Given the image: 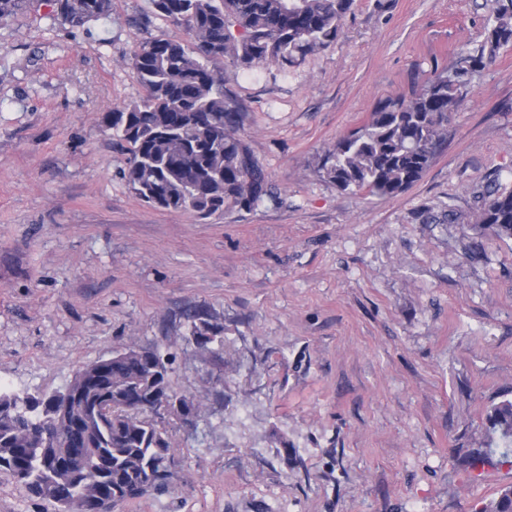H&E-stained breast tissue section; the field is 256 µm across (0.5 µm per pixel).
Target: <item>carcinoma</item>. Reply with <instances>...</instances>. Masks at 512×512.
<instances>
[{"label": "carcinoma", "instance_id": "1", "mask_svg": "<svg viewBox=\"0 0 512 512\" xmlns=\"http://www.w3.org/2000/svg\"><path fill=\"white\" fill-rule=\"evenodd\" d=\"M498 7L479 47L450 70H436L409 96L381 99L367 121L344 134L322 159L320 172L342 191L395 197L417 183L447 137L474 77L503 47L512 46V0ZM155 15L188 39L156 38L131 58L144 94L103 114L112 139L126 146L124 178L143 202L189 212L201 220L249 209L269 196L265 170L237 137L240 123L224 90L220 64L251 71L286 70L340 37L355 0H150ZM57 16L72 28L109 16L112 0H56ZM475 223L512 239V190H487ZM198 345L223 343L206 315L194 316ZM158 350L127 346L86 365L68 397L19 395L0 389V469L31 495L51 504L80 500L112 506L163 488L174 462L166 432L140 405L170 392L169 373L155 376ZM489 441L469 456L474 465L495 453L512 455V401L492 408ZM479 512H512V487Z\"/></svg>", "mask_w": 512, "mask_h": 512}]
</instances>
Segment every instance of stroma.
<instances>
[{"mask_svg":"<svg viewBox=\"0 0 512 512\" xmlns=\"http://www.w3.org/2000/svg\"><path fill=\"white\" fill-rule=\"evenodd\" d=\"M495 7L356 0L336 44L288 71L224 63L272 196L206 221L141 201L100 122L142 94L134 50L182 28L149 0L81 28L25 0L0 22V383L51 393L151 346L200 403L158 414L173 476L122 512H478L512 486V462H467L512 400V240L474 220L487 188L512 190V47L405 193L319 171L378 100L483 43ZM197 311L223 344L196 345Z\"/></svg>","mask_w":512,"mask_h":512,"instance_id":"obj_1","label":"stroma"}]
</instances>
